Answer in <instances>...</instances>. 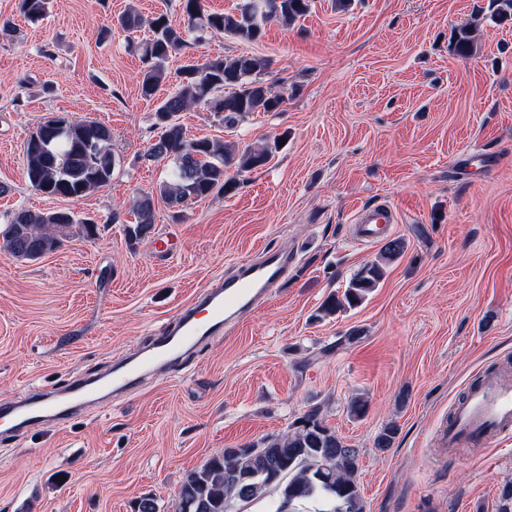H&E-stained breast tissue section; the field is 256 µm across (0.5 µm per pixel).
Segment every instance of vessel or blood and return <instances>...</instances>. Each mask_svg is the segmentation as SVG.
<instances>
[{"mask_svg": "<svg viewBox=\"0 0 512 512\" xmlns=\"http://www.w3.org/2000/svg\"><path fill=\"white\" fill-rule=\"evenodd\" d=\"M397 221V211L386 204L362 206L353 219V236L364 243L378 242ZM291 261L285 248L263 250L258 260L243 263L218 284L201 289L196 301L180 311L172 329L155 336L148 346L130 354L111 371L79 381L63 397L50 393L1 402L0 423L12 430L37 428L60 421L67 412L90 403L108 405L113 394L137 386L148 374L165 370L257 308L284 281ZM505 436H512V382L490 375L455 404L440 443L448 448L481 447Z\"/></svg>", "mask_w": 512, "mask_h": 512, "instance_id": "obj_1", "label": "vessel or blood"}]
</instances>
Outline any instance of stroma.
I'll use <instances>...</instances> for the list:
<instances>
[{
	"label": "stroma",
	"instance_id": "35a3bbf8",
	"mask_svg": "<svg viewBox=\"0 0 512 512\" xmlns=\"http://www.w3.org/2000/svg\"><path fill=\"white\" fill-rule=\"evenodd\" d=\"M19 2L0 0L15 27L0 36V224L19 207L63 209L97 234L35 261L0 251V402L105 371L259 248L287 245L293 263L282 288L184 366L0 440V512H138L145 496L172 512L191 470L314 406L359 452L365 512H497L512 439L465 461L438 445L462 394L512 368V24L492 22L490 0H352L345 11L310 0L256 42L188 34L169 70L256 56L285 101L231 126L205 107L181 113L187 137L284 144L180 219L157 204L152 234L135 241L131 205L169 166L143 158L156 102L140 94L135 34L112 20L133 5L179 24L180 0H52L37 21ZM467 23L476 43L464 59L450 41ZM50 114L111 129L109 187L78 199L31 188L24 143ZM484 150L496 166L460 178L461 154ZM378 202L398 210L405 249L359 307L323 315L327 295L383 249L347 236L355 207ZM354 329L358 342L338 345ZM356 396L368 404L359 419ZM390 422L398 433L382 451L374 440Z\"/></svg>",
	"mask_w": 512,
	"mask_h": 512
}]
</instances>
